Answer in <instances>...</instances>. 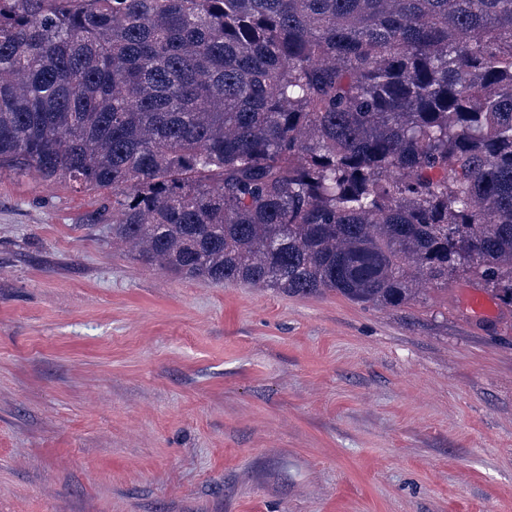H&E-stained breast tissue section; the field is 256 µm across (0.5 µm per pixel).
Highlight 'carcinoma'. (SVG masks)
<instances>
[{
	"mask_svg": "<svg viewBox=\"0 0 512 512\" xmlns=\"http://www.w3.org/2000/svg\"><path fill=\"white\" fill-rule=\"evenodd\" d=\"M184 278L512 306V0H0V175Z\"/></svg>",
	"mask_w": 512,
	"mask_h": 512,
	"instance_id": "obj_1",
	"label": "carcinoma"
}]
</instances>
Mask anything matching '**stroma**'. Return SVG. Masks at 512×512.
<instances>
[{
  "instance_id": "35a3bbf8",
  "label": "stroma",
  "mask_w": 512,
  "mask_h": 512,
  "mask_svg": "<svg viewBox=\"0 0 512 512\" xmlns=\"http://www.w3.org/2000/svg\"><path fill=\"white\" fill-rule=\"evenodd\" d=\"M0 177V512H512V307L187 279Z\"/></svg>"
}]
</instances>
